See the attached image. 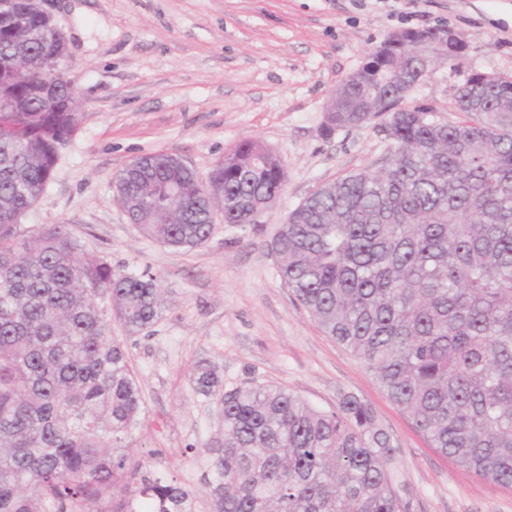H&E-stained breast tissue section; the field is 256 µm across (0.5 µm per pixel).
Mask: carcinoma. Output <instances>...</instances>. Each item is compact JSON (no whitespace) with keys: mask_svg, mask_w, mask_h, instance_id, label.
Returning <instances> with one entry per match:
<instances>
[{"mask_svg":"<svg viewBox=\"0 0 512 512\" xmlns=\"http://www.w3.org/2000/svg\"><path fill=\"white\" fill-rule=\"evenodd\" d=\"M65 53L32 0L0 11V512H196L192 490L129 455L140 388L100 309L109 300L129 333L153 327L158 277L85 254L67 224L18 229L78 131ZM432 73L372 51L340 83L325 134L377 122L385 162L313 190L272 251L320 330L432 447L512 486V76L469 73L455 94L465 118L450 122L397 94ZM285 182L281 161L245 141L206 183L167 152L137 157L114 200L146 236L191 250L216 207L253 224ZM193 384L221 426L203 451L209 512H408L390 435L356 397L324 411L276 385L226 389L205 362Z\"/></svg>","mask_w":512,"mask_h":512,"instance_id":"cac0c4a2","label":"carcinoma"}]
</instances>
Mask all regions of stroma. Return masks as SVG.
<instances>
[{"label": "stroma", "instance_id": "obj_1", "mask_svg": "<svg viewBox=\"0 0 512 512\" xmlns=\"http://www.w3.org/2000/svg\"><path fill=\"white\" fill-rule=\"evenodd\" d=\"M67 34L66 77L82 124L21 230L67 224L84 251L161 279L165 311L147 331L113 325L136 373L143 411L136 457L192 489L217 416L195 393L197 362L225 387L274 384L321 410L350 394L395 446L389 475L408 512H512V487L481 478L432 448L346 347L324 335L280 280L271 244L288 212L319 184L379 168L376 125L325 135L329 97L392 33L453 28L462 65L444 62L410 103L460 120L468 73L512 75V0H46ZM244 140L282 162L284 190L259 223L216 217L204 245L175 251L143 236L114 200L134 157L179 155L201 178Z\"/></svg>", "mask_w": 512, "mask_h": 512}]
</instances>
